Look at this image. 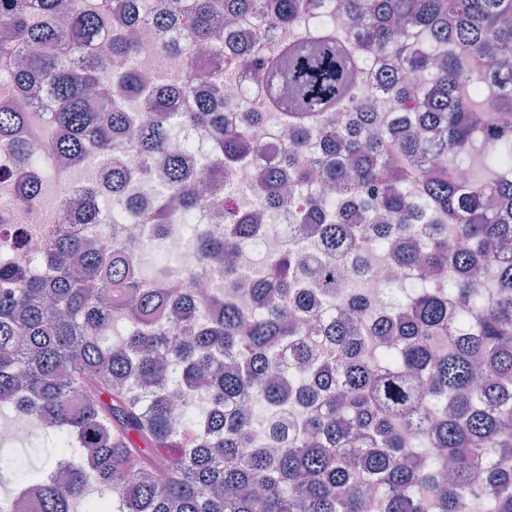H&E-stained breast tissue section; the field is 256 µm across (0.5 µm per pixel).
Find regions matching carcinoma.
<instances>
[{
    "instance_id": "cac0c4a2",
    "label": "carcinoma",
    "mask_w": 512,
    "mask_h": 512,
    "mask_svg": "<svg viewBox=\"0 0 512 512\" xmlns=\"http://www.w3.org/2000/svg\"><path fill=\"white\" fill-rule=\"evenodd\" d=\"M0 0V56L41 54L16 87L47 93L55 111L0 108V147L28 167L0 186L39 194L40 159L23 131L47 125L48 151L69 166L112 154V198L90 193L85 217L118 204L146 172L120 163L114 138L159 163L168 186L135 211L160 226L184 217L204 260L241 258L278 230L227 198L224 236L192 226L215 199L190 178L180 135L164 111L208 79L196 51L233 47L227 61L257 82L266 111L227 125L211 101L183 113L209 133L207 175H224L260 151L250 129L267 112L288 129L282 165L262 176L264 215L282 188L298 189L288 231L316 226L321 257L266 256L246 281L224 272V294L197 292L200 268L176 292L140 276L119 241L86 240L45 224L49 280L0 261V407L35 412L49 469L0 453L40 512H512V0H343L323 31L300 32L272 53L267 31L293 29L323 0H155L112 23V60L140 49L131 32L157 33V57L181 59L183 81L112 74L123 98L145 99L135 118L118 102L96 110L106 61L77 44L94 36L103 0ZM184 29L181 45L165 33ZM415 76L411 83L407 77ZM391 107L377 131L371 98ZM468 173L465 180L456 171ZM322 183L327 192L311 185ZM416 272L375 316L343 273L368 277L371 253ZM496 258L485 296L482 261ZM249 292L242 308L233 293ZM129 324L112 340V318ZM294 416L272 424L267 409ZM277 448L250 447L264 432Z\"/></svg>"
}]
</instances>
